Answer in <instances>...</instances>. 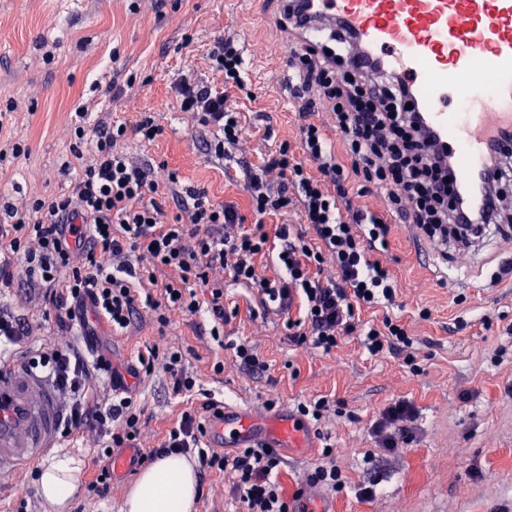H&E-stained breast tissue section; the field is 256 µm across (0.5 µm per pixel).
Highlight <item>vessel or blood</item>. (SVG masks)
I'll list each match as a JSON object with an SVG mask.
<instances>
[{
  "instance_id": "1",
  "label": "vessel or blood",
  "mask_w": 512,
  "mask_h": 512,
  "mask_svg": "<svg viewBox=\"0 0 512 512\" xmlns=\"http://www.w3.org/2000/svg\"><path fill=\"white\" fill-rule=\"evenodd\" d=\"M308 32L322 18L364 57L413 88L428 129L464 190L487 179L486 160L512 131V0H293ZM61 404L51 379L0 359V481L57 447ZM265 412L228 408L207 426L213 447L261 437Z\"/></svg>"
}]
</instances>
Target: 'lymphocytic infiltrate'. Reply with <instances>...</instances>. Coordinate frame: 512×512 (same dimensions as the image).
<instances>
[{
  "mask_svg": "<svg viewBox=\"0 0 512 512\" xmlns=\"http://www.w3.org/2000/svg\"><path fill=\"white\" fill-rule=\"evenodd\" d=\"M212 73L205 83L182 76L174 85L181 111L199 125L217 129L211 156L231 158L246 135L242 113L226 104L224 88H244L246 60L238 40L215 41L207 54ZM288 66L289 99L301 124L300 149L288 142L246 164V190L261 219L249 228L231 203L215 204L203 189L182 184L168 172L167 188L180 213L164 219L150 164L137 163L122 148L126 135L154 142L163 129L152 113L133 124L88 125L86 106L75 110L70 164L80 173L66 191L51 199L29 196L23 206L6 205L0 226V288L21 283L54 312L49 343L29 349L26 368L51 376L67 408L62 437L94 433L98 448L94 476L85 485L89 499L111 495L112 453L133 449L131 463L143 466L180 454L193 459L200 475L222 473L229 491L246 512H289L278 471L277 449L245 447L227 456L212 449L206 416L223 405L210 401L202 411H182L160 444L141 449L143 423L135 390L105 356L89 361L77 345V328L90 320L126 333L141 309L159 326L173 313L206 312L210 337L223 343L232 317L224 305V280L257 294L262 306L287 317L288 340L296 351H335L342 336L360 333L370 355L402 356L415 339L399 318L368 324L362 311L394 304L398 284L379 258L389 246L391 227L372 210L354 205L355 187L384 190L388 211L415 225L429 241L470 247L477 234L456 220L462 196L446 152L410 108L412 93L381 65L362 69L340 32H329L320 47H295ZM326 108L331 129L314 119ZM293 213L298 224H288ZM277 252L275 276L262 275L259 258ZM166 280H158V273ZM205 289L199 301L197 289ZM145 375H168L172 392L192 396L197 379L184 368L181 348L168 344L138 357ZM416 417L406 401L386 407L371 426L386 449L397 445Z\"/></svg>",
  "mask_w": 512,
  "mask_h": 512,
  "instance_id": "1",
  "label": "lymphocytic infiltrate"
}]
</instances>
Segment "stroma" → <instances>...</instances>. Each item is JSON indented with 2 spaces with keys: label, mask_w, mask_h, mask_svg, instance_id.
Here are the masks:
<instances>
[{
  "label": "stroma",
  "mask_w": 512,
  "mask_h": 512,
  "mask_svg": "<svg viewBox=\"0 0 512 512\" xmlns=\"http://www.w3.org/2000/svg\"><path fill=\"white\" fill-rule=\"evenodd\" d=\"M280 12L265 0L249 8L242 0H139L134 12L128 0H0V108L17 105L0 122V143L22 140L30 148L0 167V197L35 192L49 198L76 177L77 168L63 163L78 105L88 106L92 124L129 122L146 110L163 133L149 144L127 136L128 155L165 164L211 201L237 203L254 223L242 167L211 159L213 130L180 111L173 85L184 73L211 80L209 48L221 37L240 39L247 88L226 91L228 106L251 121L238 158L258 163L284 141L299 150ZM46 43L55 47L49 64L42 59ZM111 83L123 93L109 96ZM382 259L399 281L394 313L416 340L407 361L369 355L356 335L343 337L330 354L296 352L283 317L263 315L251 292L229 280L224 294L239 312L224 327V348L210 342L205 315L177 314L161 329L146 312L122 336L95 324L96 344L125 373L137 366L140 352L177 343L204 394L232 408L264 406L272 392L280 413L328 398L325 419L308 425L306 447L289 443L280 451L287 495L305 488L307 471L332 447L345 478L328 494L336 512H512V234L491 228L476 247L443 251L396 224ZM0 304L35 329L27 343L11 349L23 363L28 346L50 341L53 323L20 286L0 289ZM244 341L269 360L267 372L252 374L234 362L231 346ZM219 356L224 372L216 376L210 365ZM400 399L417 415L409 444L390 454L369 428ZM138 403L156 442L186 408L161 373L140 383ZM373 482L378 494L361 497L360 489Z\"/></svg>",
  "instance_id": "35a3bbf8"
}]
</instances>
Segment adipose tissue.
<instances>
[{
	"instance_id": "1",
	"label": "adipose tissue",
	"mask_w": 512,
	"mask_h": 512,
	"mask_svg": "<svg viewBox=\"0 0 512 512\" xmlns=\"http://www.w3.org/2000/svg\"><path fill=\"white\" fill-rule=\"evenodd\" d=\"M38 492L53 512H66L76 491L77 469L59 459L41 467ZM198 482L193 464L180 455H169L146 466L129 490L121 512H194Z\"/></svg>"
}]
</instances>
